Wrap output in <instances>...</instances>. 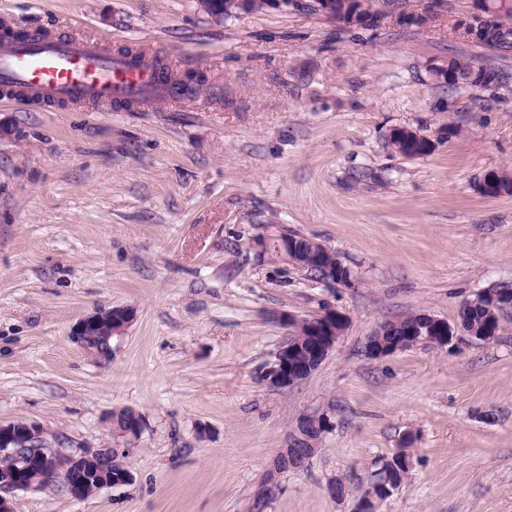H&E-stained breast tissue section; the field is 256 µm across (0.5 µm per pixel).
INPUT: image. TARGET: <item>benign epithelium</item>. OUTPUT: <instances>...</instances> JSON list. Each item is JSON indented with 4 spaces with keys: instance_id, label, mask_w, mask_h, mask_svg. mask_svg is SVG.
I'll return each instance as SVG.
<instances>
[{
    "instance_id": "7a95c632",
    "label": "benign epithelium",
    "mask_w": 512,
    "mask_h": 512,
    "mask_svg": "<svg viewBox=\"0 0 512 512\" xmlns=\"http://www.w3.org/2000/svg\"><path fill=\"white\" fill-rule=\"evenodd\" d=\"M476 11L461 19L462 25L471 29L473 38L477 32H485L492 15L501 18L506 16L507 8L498 5L494 0H474ZM203 7L215 18L226 19L247 14L251 9V0H201ZM317 8L331 19L339 20L346 12L340 7V0H317ZM409 144L425 145L429 151L435 147V141L420 131L408 127L397 129ZM425 333L422 342L431 343L445 348L453 343L458 329L448 326V322L428 313L421 314ZM347 321L338 312L328 311L319 317L311 327L310 356L307 361L299 362L293 352L282 359L275 356L265 372L268 383L276 388L286 390L309 377L333 351L342 337L343 326ZM127 322L112 314V308H99L80 318L71 330V339L83 347L95 358L107 362L112 358V339L124 333ZM384 331L378 330L367 342L368 354L373 358L392 355L407 343V338L383 341ZM330 426V419L324 415H303L298 419L296 431L288 438L287 446L292 448L296 457L307 460L304 454L306 444L312 443L310 437L323 435ZM45 435L44 428L38 423L24 421L0 422V458H9L22 451L26 457H35L43 464V473L52 482L63 479L69 493L75 498L84 494L83 476L86 466L96 467V472L107 465H112V456L119 454L117 448H99L80 453H66L57 448H43L40 440ZM19 473L0 468V512H16L13 493L19 489H27ZM392 487L387 484L369 483L362 492L358 504V512H376L379 501L388 497Z\"/></svg>"
}]
</instances>
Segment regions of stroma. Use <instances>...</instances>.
<instances>
[{
    "instance_id": "1",
    "label": "stroma",
    "mask_w": 512,
    "mask_h": 512,
    "mask_svg": "<svg viewBox=\"0 0 512 512\" xmlns=\"http://www.w3.org/2000/svg\"><path fill=\"white\" fill-rule=\"evenodd\" d=\"M313 3L219 21L198 0H0L14 27L207 78L194 100L109 112L0 103V421L39 423L68 453L122 447L113 412L143 421L123 447L130 483L18 490L17 512H250L306 413L330 427L267 512H357L330 482L403 449L409 474L376 512H512V308L489 343L366 350L385 321L454 325L512 288V195L480 189L512 173V51L459 35L473 0H368L387 16L373 29ZM425 10L422 27L398 18ZM452 58L502 86L448 87L435 72ZM401 126L435 149L393 152ZM262 224L314 238L349 282L258 258ZM100 306L134 312L106 363L70 338ZM330 309L347 319L335 349L293 388L267 385L288 316Z\"/></svg>"
}]
</instances>
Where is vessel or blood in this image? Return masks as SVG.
<instances>
[{"instance_id": "obj_1", "label": "vessel or blood", "mask_w": 512, "mask_h": 512, "mask_svg": "<svg viewBox=\"0 0 512 512\" xmlns=\"http://www.w3.org/2000/svg\"><path fill=\"white\" fill-rule=\"evenodd\" d=\"M14 87L33 102L96 104L149 103L184 99V91L160 82L137 59L115 56L93 39H49L30 33L27 41L0 44V86Z\"/></svg>"}]
</instances>
